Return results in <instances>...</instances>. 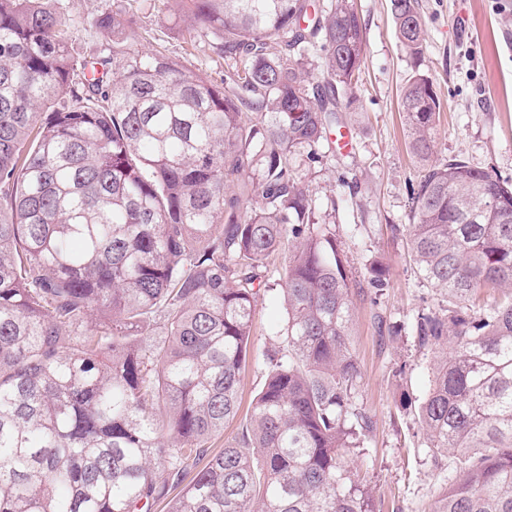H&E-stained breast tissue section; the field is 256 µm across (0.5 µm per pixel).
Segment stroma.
<instances>
[{
	"label": "stroma",
	"mask_w": 512,
	"mask_h": 512,
	"mask_svg": "<svg viewBox=\"0 0 512 512\" xmlns=\"http://www.w3.org/2000/svg\"><path fill=\"white\" fill-rule=\"evenodd\" d=\"M366 32L356 100L338 117L353 133L352 148L330 150L326 165L297 161L319 212L331 225L347 261L352 291L350 341L360 375L354 404L372 421L364 453L352 462L377 512H435L448 489L452 455L433 451L420 426L418 404L429 384L431 355L415 333L418 311L446 300L417 274L402 225L410 224L411 193L420 168L409 147L399 101L412 73L395 33L390 0H354ZM427 32L421 69L441 103L433 156L458 158L512 183V0H419ZM72 23L78 54L104 48L107 39L89 20L112 0H59ZM142 17L135 45L151 41L186 59L207 80L220 82L208 49L185 55L177 0H133ZM386 269L389 285L375 293L370 265ZM287 345L282 310L259 298L251 336L252 358L241 374L237 417L207 446L217 451L245 428L268 367L262 354Z\"/></svg>",
	"instance_id": "35a3bbf8"
}]
</instances>
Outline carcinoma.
Masks as SVG:
<instances>
[{"label":"carcinoma","mask_w":512,"mask_h":512,"mask_svg":"<svg viewBox=\"0 0 512 512\" xmlns=\"http://www.w3.org/2000/svg\"><path fill=\"white\" fill-rule=\"evenodd\" d=\"M181 2L188 50L225 64L219 86L161 45L133 48L125 6L91 19L112 46L81 57L52 0H0V512H376L350 459L371 420L353 402L348 275L295 169L303 151L323 164L365 29L353 0ZM390 2L416 64L419 0ZM400 109L421 166L408 249L448 293L416 316L435 354L419 418L464 459L438 512H512V184L432 160L426 73ZM287 244L288 349L267 354L249 426L212 454ZM484 288L500 295L485 310L469 303Z\"/></svg>","instance_id":"1"}]
</instances>
